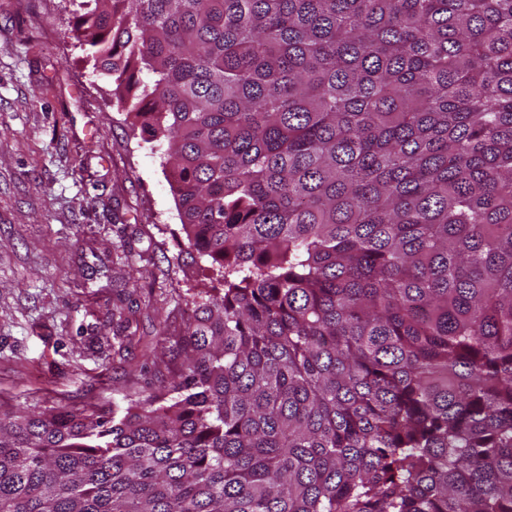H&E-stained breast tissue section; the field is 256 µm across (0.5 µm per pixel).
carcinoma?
<instances>
[{
  "label": "carcinoma",
  "instance_id": "1",
  "mask_svg": "<svg viewBox=\"0 0 512 512\" xmlns=\"http://www.w3.org/2000/svg\"><path fill=\"white\" fill-rule=\"evenodd\" d=\"M93 2L224 292L163 389L0 414V512H512V0Z\"/></svg>",
  "mask_w": 512,
  "mask_h": 512
}]
</instances>
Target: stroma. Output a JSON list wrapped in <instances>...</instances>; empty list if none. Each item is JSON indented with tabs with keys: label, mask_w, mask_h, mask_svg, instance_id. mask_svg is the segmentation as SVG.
<instances>
[{
	"label": "stroma",
	"mask_w": 512,
	"mask_h": 512,
	"mask_svg": "<svg viewBox=\"0 0 512 512\" xmlns=\"http://www.w3.org/2000/svg\"><path fill=\"white\" fill-rule=\"evenodd\" d=\"M83 0H0V413L89 408L172 379L189 295L219 287L189 251L158 153L132 135L73 21ZM143 263L137 333L114 355L113 286Z\"/></svg>",
	"instance_id": "1"
}]
</instances>
